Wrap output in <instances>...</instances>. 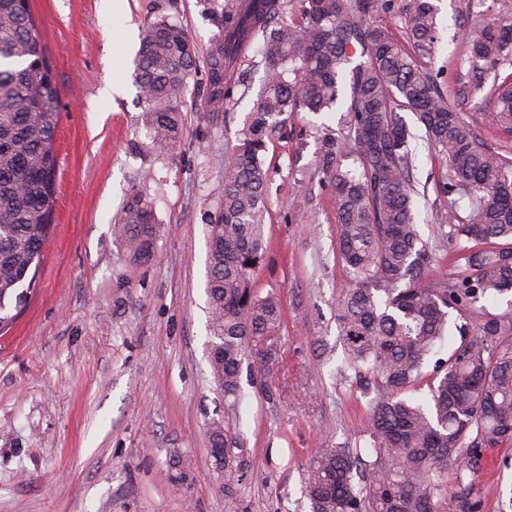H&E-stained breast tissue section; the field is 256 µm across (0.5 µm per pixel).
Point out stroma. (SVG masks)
<instances>
[{"label": "stroma", "instance_id": "stroma-1", "mask_svg": "<svg viewBox=\"0 0 512 512\" xmlns=\"http://www.w3.org/2000/svg\"><path fill=\"white\" fill-rule=\"evenodd\" d=\"M30 0L58 92L59 161L54 223L31 300L0 332V512H312L309 450L356 445L374 393L341 377L346 353L336 301L346 279L336 252V205L319 166L336 112L288 114L268 144L267 259L260 295L277 296L284 322L267 385L242 376L228 407L210 373L206 313L208 227L224 195L221 160L235 141L263 67L227 107L210 97L208 67L224 43V0ZM439 42L421 64L444 93L469 81L465 36L480 20L512 22V0H438ZM166 17L196 48L182 103L183 136L156 156L144 143L133 83L142 30ZM121 96L101 99L108 81ZM487 92L457 110L482 140L512 152L492 126ZM162 223L151 256L127 255L114 227L144 174ZM444 198L416 201L415 219L450 270L451 245L436 234ZM229 421L242 476L216 491L207 428ZM476 512H512V448L492 449L475 475Z\"/></svg>", "mask_w": 512, "mask_h": 512}]
</instances>
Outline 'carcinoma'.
<instances>
[{"label": "carcinoma", "instance_id": "obj_1", "mask_svg": "<svg viewBox=\"0 0 512 512\" xmlns=\"http://www.w3.org/2000/svg\"><path fill=\"white\" fill-rule=\"evenodd\" d=\"M392 0H224V45L209 66L211 97L235 100L262 37V89L224 155V200L209 230L208 358L224 399H240L247 369L268 380L283 322L276 296H260L255 275L266 253L268 142L290 112L345 108L343 139L325 135L320 167L334 192L336 247L347 273L337 320L348 368L382 397L369 408L366 455L319 448L307 465L313 512H443L448 476L470 503L473 476L490 448L512 447V312L480 302L512 292V156L484 145L456 111L472 84L444 94L412 52L430 56L439 34L435 0H413L405 17L412 47L371 23ZM473 79L512 62V24L481 22L468 47ZM361 61L353 63L354 57ZM186 31L160 18L141 34L134 79L143 104L147 148L174 152L183 135L181 104L195 72ZM488 122L512 132V82L494 87ZM58 96L29 0H0V330L27 303L42 259L57 193ZM415 113L445 173L413 175L414 134L399 111ZM351 157L356 168L346 169ZM142 178L123 210L118 236L130 258H149L159 221ZM448 197L438 230L454 244L450 275L422 239L414 199L428 188ZM474 315L458 347L424 371L448 330V310ZM426 384L430 398L406 396ZM220 492L240 481L239 448L226 421L208 429Z\"/></svg>", "mask_w": 512, "mask_h": 512}]
</instances>
